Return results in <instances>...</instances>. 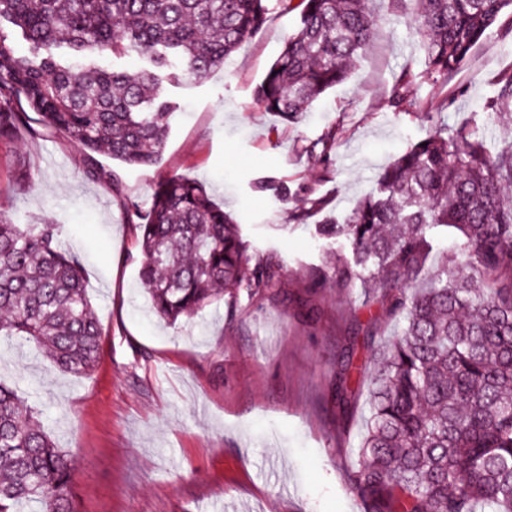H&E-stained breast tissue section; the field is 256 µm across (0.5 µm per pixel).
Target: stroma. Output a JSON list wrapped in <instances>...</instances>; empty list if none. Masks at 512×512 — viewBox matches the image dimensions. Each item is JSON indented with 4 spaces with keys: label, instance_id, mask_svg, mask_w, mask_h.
<instances>
[{
    "label": "stroma",
    "instance_id": "35a3bbf8",
    "mask_svg": "<svg viewBox=\"0 0 512 512\" xmlns=\"http://www.w3.org/2000/svg\"><path fill=\"white\" fill-rule=\"evenodd\" d=\"M382 18L344 83L297 122L264 111L255 90L298 24L273 8L260 31L224 67L200 82L169 84L178 102L158 164L126 167L98 156L102 179L61 131L34 124L0 138V209L19 224H55L78 256L102 327L100 360L87 377L62 372L32 346L0 336V381L37 414L75 462L77 512H361L344 470L357 459L368 416L367 390L347 413L328 397L347 341L368 371L372 352L398 330L370 317L362 295L336 288L306 294L316 269H331L346 248L314 234L293 213L314 198L344 218L379 174L431 123H483L480 104L494 76L512 68V21L502 20L449 82L447 111L401 112L389 101L395 78L424 73L413 24ZM334 135L329 163L308 151ZM206 184L232 213L251 249L275 254L286 283L278 298L219 300L174 325L157 317L139 279L138 232L129 205L147 211L165 177ZM309 295L320 315L301 318Z\"/></svg>",
    "mask_w": 512,
    "mask_h": 512
}]
</instances>
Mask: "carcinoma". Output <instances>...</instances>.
Instances as JSON below:
<instances>
[{
    "mask_svg": "<svg viewBox=\"0 0 512 512\" xmlns=\"http://www.w3.org/2000/svg\"><path fill=\"white\" fill-rule=\"evenodd\" d=\"M271 0H0V136L28 125V112L66 134L100 176L94 155L129 166L162 157L172 103L165 83L202 81L224 66L266 22ZM369 0H276L299 10L297 29L256 88L264 109L294 121L344 82L372 41L379 17ZM418 21L427 101L407 64L390 102L399 110L444 112L448 85L512 0H390ZM19 34L33 48L17 54ZM136 53L131 75L97 56ZM24 100L26 108L9 107ZM491 121L512 120V70L485 103ZM427 145H422V142ZM379 176L342 223L327 215L321 239L348 242L351 255L307 288L372 294L400 325L371 378L370 416L357 461L346 473L362 512H512V143L494 149L470 122L434 126ZM140 278L156 315L193 318L223 296L274 297L282 266L252 254L232 216L197 180L172 176L154 191L137 225ZM430 283L418 286L439 243ZM0 336L41 351L62 371L90 374L102 329L79 259L64 251L55 224H17L0 212ZM364 378L348 349L332 395L351 406ZM74 463L46 435L31 408L0 382V512H76Z\"/></svg>",
    "mask_w": 512,
    "mask_h": 512,
    "instance_id": "1",
    "label": "carcinoma"
}]
</instances>
